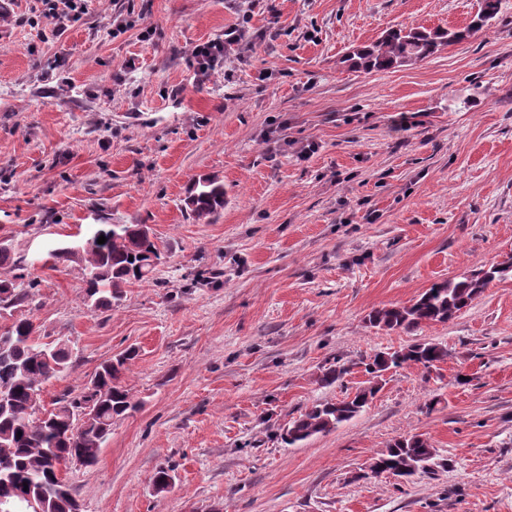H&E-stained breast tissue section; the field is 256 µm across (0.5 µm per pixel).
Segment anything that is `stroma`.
<instances>
[{
	"mask_svg": "<svg viewBox=\"0 0 512 512\" xmlns=\"http://www.w3.org/2000/svg\"><path fill=\"white\" fill-rule=\"evenodd\" d=\"M477 3L91 0L49 39L33 0L0 8V238L31 257L145 224L165 254L112 309L85 304L77 265L23 269L38 304L16 314L72 348L43 409L137 350L138 408L65 472L83 512H512V280L446 323H366L512 253V0L415 65L344 61L390 28L466 26ZM245 14L251 45L200 74L194 46ZM205 175L224 207L198 221L185 198ZM418 342L447 359L389 371L350 421L281 442L313 403L363 386L370 356ZM336 362L350 374L320 384ZM406 434L437 464L371 473Z\"/></svg>",
	"mask_w": 512,
	"mask_h": 512,
	"instance_id": "stroma-1",
	"label": "stroma"
}]
</instances>
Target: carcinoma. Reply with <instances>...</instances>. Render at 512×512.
I'll use <instances>...</instances> for the list:
<instances>
[{"instance_id": "1", "label": "carcinoma", "mask_w": 512, "mask_h": 512, "mask_svg": "<svg viewBox=\"0 0 512 512\" xmlns=\"http://www.w3.org/2000/svg\"><path fill=\"white\" fill-rule=\"evenodd\" d=\"M501 0H480L477 13L462 29L402 27L386 30L376 41L353 49L345 61L364 71H386L426 60L441 48L473 37L494 19ZM187 205L191 215L207 219L224 208V182L206 177L193 185ZM144 224H103L89 237L59 245L47 252L54 265L75 263L86 271L84 302L95 309L121 304L125 288L149 279L162 263L153 234ZM106 242L97 243L99 237ZM23 259L9 247L0 246V311L27 307L35 301L39 281L8 277ZM512 279V255L493 264L436 282L412 304L384 306L368 314L367 321L379 330L411 331L423 323H445L478 299L495 281ZM0 512H29L30 501L42 512H77L78 502L67 484L64 471L75 457L83 464L95 462L102 444L112 431V421L138 407L127 388L123 371L136 356L130 348L103 363L82 391L56 401L46 419L36 417L44 386L69 368L72 349L63 340L45 341L40 326L30 317L14 318L0 329ZM448 357V349L434 342L410 344L393 352H379L364 362L370 375L367 385L341 399L312 405L279 434L294 446L327 433L368 406L379 392L384 373L415 365L426 371ZM349 368L331 366L319 381L331 385L344 378ZM92 404V422L74 431L76 404ZM436 456L432 443L420 434L401 436L374 458L371 472H391L408 477L423 469Z\"/></svg>"}]
</instances>
